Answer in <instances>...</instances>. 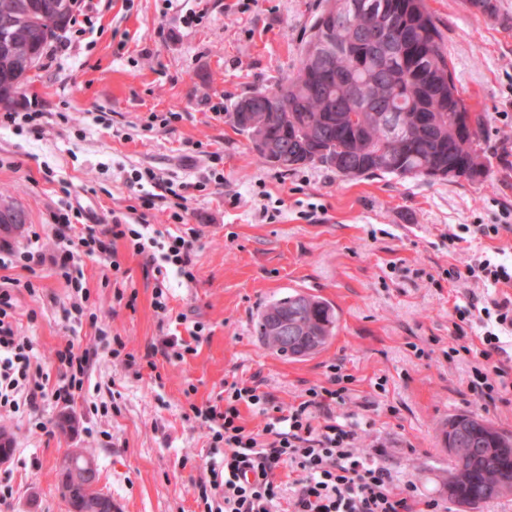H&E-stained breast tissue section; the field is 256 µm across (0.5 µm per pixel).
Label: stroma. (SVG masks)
Returning <instances> with one entry per match:
<instances>
[{
	"mask_svg": "<svg viewBox=\"0 0 512 512\" xmlns=\"http://www.w3.org/2000/svg\"><path fill=\"white\" fill-rule=\"evenodd\" d=\"M321 0H79L82 23L65 55L41 58L22 93L38 97L50 117L42 135L0 129V191L27 214L50 221L60 181L86 223L127 216L134 191L129 169L195 181L204 151L224 157V183L208 196L189 193L187 220L201 233L196 279H167L169 315L153 305L156 280L124 241L115 247L124 289L90 258L83 270L100 325L143 356L164 335L188 338L175 315L204 324L196 353L183 362L156 356L129 369L96 349L90 322L66 319L69 288L48 276L36 295L17 293L18 326L44 371L66 341L93 351L89 379L70 404L39 403L34 414L0 415L13 439L0 485L12 496L0 512H67L56 464L68 450L96 461L103 489L121 512H205L196 483L204 464L224 451L205 426L183 418L190 404L215 403L233 381L260 379L275 405L299 403L326 384L331 367L352 382L336 414L367 419L360 445L382 448L421 499L462 512L448 498L449 416L475 412L512 434V404L487 406L471 391L468 356L447 357L456 298L502 296L499 288L451 284L448 268H465L468 242L449 244L463 224H497L486 251L512 257V0L481 13L470 0H426L444 35L448 64L471 109L485 118L491 163L485 183L345 180L306 166L283 171L260 163L231 124L236 100L285 80ZM67 114L61 123L59 114ZM152 131H144L146 123ZM275 211L267 219V211ZM320 296L336 309V336L326 350L291 361L264 347L258 313L292 290ZM98 324V325H99ZM387 378V393L375 387ZM397 407L389 414L387 405ZM46 431H31V418Z\"/></svg>",
	"mask_w": 512,
	"mask_h": 512,
	"instance_id": "stroma-1",
	"label": "stroma"
}]
</instances>
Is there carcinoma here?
Returning <instances> with one entry per match:
<instances>
[{
  "mask_svg": "<svg viewBox=\"0 0 512 512\" xmlns=\"http://www.w3.org/2000/svg\"><path fill=\"white\" fill-rule=\"evenodd\" d=\"M39 2L0 0V20H13L12 40L40 57L74 11L42 12ZM354 4L361 13L353 14ZM389 19L396 27L390 38L363 35ZM27 79L26 52L0 45V103L12 101ZM276 88L282 92L281 108L266 113L265 135L284 159L273 163L258 153L267 165L286 171L326 168L336 155L360 164L363 178L436 180V172L450 165L462 170L466 181L490 175L481 146L483 115L460 97L445 37L425 0H323L301 42L297 71ZM271 310L299 316L306 335L320 337L318 347L310 353L277 347L270 340ZM336 325L332 305L296 291L261 311L255 332L276 353L303 359L328 346ZM465 418L512 446V438L487 418L477 413ZM505 480L512 481L511 456L498 467L459 456L448 472V485L470 497L469 506L488 503L486 490Z\"/></svg>",
  "mask_w": 512,
  "mask_h": 512,
  "instance_id": "carcinoma-1",
  "label": "carcinoma"
}]
</instances>
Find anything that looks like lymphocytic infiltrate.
I'll return each instance as SVG.
<instances>
[{"instance_id": "obj_1", "label": "lymphocytic infiltrate", "mask_w": 512, "mask_h": 512, "mask_svg": "<svg viewBox=\"0 0 512 512\" xmlns=\"http://www.w3.org/2000/svg\"><path fill=\"white\" fill-rule=\"evenodd\" d=\"M133 185L140 187L135 208H154L158 192L170 196V217L181 229L175 233L150 232L146 220L129 224L113 218L108 224H87L80 209L62 203L51 214L54 240L44 249L41 234L29 229L25 244L0 245V269L22 267L31 278L10 280L0 286V411L17 413L32 409L38 400L51 398L67 404L82 388L90 357L66 343L54 352L58 363L57 380L47 386V377L32 364L33 344L15 325L13 292L22 287L35 293V276L51 268L72 289L76 314H84L90 290L83 283V258L99 260L116 271L120 268L116 241L129 243L134 254L143 256L158 276L154 306L167 308L164 279L169 269L187 281H194L196 228L186 223V197L174 181L163 179L151 167L133 170ZM459 321L479 320L483 333L481 347L473 351L470 388L489 403L503 400L512 385L499 357L505 349L500 335L512 330V297L485 301L469 298L455 305ZM349 376L332 370L327 385L306 391L299 404L271 416L263 435L248 432L241 421V405L261 409L272 403L259 385L231 383L223 404L190 405L193 419L207 426L213 447L223 449L221 461L206 464L207 482L201 483L202 498H221L224 512H440L435 500L419 501L412 482L402 481L385 461L382 451L369 454L359 448L358 426L339 421L334 413L348 392ZM288 467V484L276 481V471Z\"/></svg>"}]
</instances>
